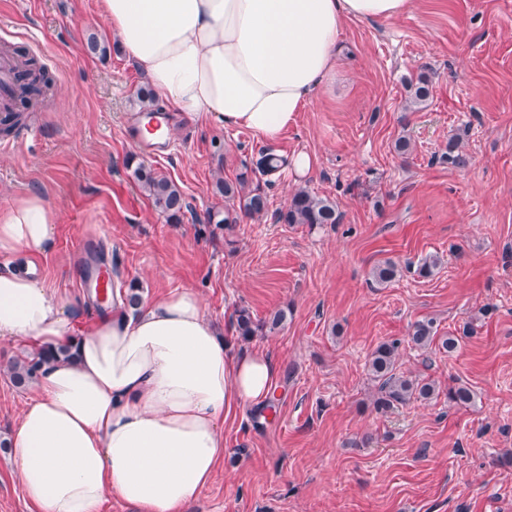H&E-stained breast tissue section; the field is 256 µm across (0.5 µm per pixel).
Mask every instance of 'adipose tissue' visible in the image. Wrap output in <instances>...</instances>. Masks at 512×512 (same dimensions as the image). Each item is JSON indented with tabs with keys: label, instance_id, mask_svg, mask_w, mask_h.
Wrapping results in <instances>:
<instances>
[{
	"label": "adipose tissue",
	"instance_id": "ef3b65f1",
	"mask_svg": "<svg viewBox=\"0 0 512 512\" xmlns=\"http://www.w3.org/2000/svg\"><path fill=\"white\" fill-rule=\"evenodd\" d=\"M122 51L170 111L212 116L278 141L336 74L349 20H389L407 0H99ZM56 212L32 191L0 208V340L46 366L7 438L38 512H101L106 494L135 512H184L224 456V422L266 403L279 366L233 350L193 290L82 318L77 297L13 268L54 247Z\"/></svg>",
	"mask_w": 512,
	"mask_h": 512
}]
</instances>
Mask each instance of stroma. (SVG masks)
I'll list each match as a JSON object with an SVG mask.
<instances>
[{
	"label": "stroma",
	"instance_id": "35a3bbf8",
	"mask_svg": "<svg viewBox=\"0 0 512 512\" xmlns=\"http://www.w3.org/2000/svg\"><path fill=\"white\" fill-rule=\"evenodd\" d=\"M0 30L53 78L27 109L39 134L0 135V208L37 189L57 212L41 278L82 296L74 255L89 245L142 297L194 290L234 346L277 359V412L254 405L225 421L224 458L184 512H512V0H409L396 19L347 21L335 82L279 141L179 116L162 157L126 136L145 81L99 0H0ZM93 37L106 56L90 52ZM421 73L433 94L407 108L406 82ZM453 140L468 167L444 161ZM265 150L307 153L313 168H282L269 214L239 216L229 231L208 223L224 209L216 181ZM132 154L180 188L182 223L135 180ZM300 188L334 202L339 223H276ZM426 256L439 260L428 278L415 268ZM387 260L400 277L372 284ZM240 307L287 318L246 342ZM422 319L442 336L469 321L475 333L451 354L420 350L408 333ZM394 340L398 373L436 394L380 413L368 357ZM26 353L0 342L1 440L34 394L6 371ZM456 383L473 405L449 406ZM0 512H35L3 449Z\"/></svg>",
	"mask_w": 512,
	"mask_h": 512
}]
</instances>
